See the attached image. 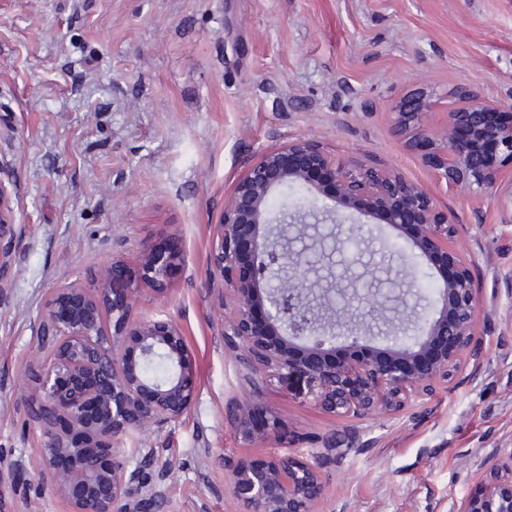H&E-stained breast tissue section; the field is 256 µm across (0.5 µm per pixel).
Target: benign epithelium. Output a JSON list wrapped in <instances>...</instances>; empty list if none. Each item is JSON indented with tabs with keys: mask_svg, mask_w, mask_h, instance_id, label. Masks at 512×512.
<instances>
[{
	"mask_svg": "<svg viewBox=\"0 0 512 512\" xmlns=\"http://www.w3.org/2000/svg\"><path fill=\"white\" fill-rule=\"evenodd\" d=\"M467 104L448 113L436 130L429 117L438 101L417 91L392 112L403 146L421 154L445 183L477 198H500V223L512 225V95L492 103L469 91ZM335 188L333 204L298 214L271 208L273 194L299 186L314 200ZM10 190L0 180V257L16 234ZM380 218L395 232L413 229L410 245L429 273L435 261L452 265L453 277L439 284L440 309L422 318L409 315L391 324L375 318L381 309L373 282L335 275L336 262L314 245L294 248L290 230L314 222L336 225V252L366 240L364 226L346 224L354 215ZM455 224L420 185L391 170L354 157L326 153L309 138L262 151L225 201L214 227L209 276L226 288L217 303L224 312V344L237 352L258 378L269 373L306 381L307 398L339 417L371 419L401 409L412 397L434 391L448 379L457 356L477 341L476 297L471 272L448 247ZM184 262L175 245H144L140 279L128 264L112 259L101 286L60 284L47 301L40 323L41 347L27 365V417L42 440L41 473L69 512H164L171 468L160 449L134 448L124 440L146 429L178 422L197 398V376L181 326L168 315L137 317V281L167 289L172 268ZM112 327H107V321ZM347 352L335 365L323 359ZM161 357L163 379L146 363ZM229 421L243 440L261 438L251 408L236 403ZM224 466L225 490L242 512H317L325 495L322 470L328 457L290 452L245 457ZM484 488L463 512H512V458L481 462Z\"/></svg>",
	"mask_w": 512,
	"mask_h": 512,
	"instance_id": "benign-epithelium-1",
	"label": "benign epithelium"
}]
</instances>
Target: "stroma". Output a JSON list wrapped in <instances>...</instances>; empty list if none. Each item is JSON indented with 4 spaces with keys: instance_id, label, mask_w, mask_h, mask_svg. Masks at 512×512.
Listing matches in <instances>:
<instances>
[{
    "instance_id": "obj_1",
    "label": "stroma",
    "mask_w": 512,
    "mask_h": 512,
    "mask_svg": "<svg viewBox=\"0 0 512 512\" xmlns=\"http://www.w3.org/2000/svg\"><path fill=\"white\" fill-rule=\"evenodd\" d=\"M418 87L437 126L460 88L512 95V0H0V177L18 225L0 258V512H68L41 477L25 369L52 289L98 287L144 243L184 252L136 313L180 324L198 381L179 424L128 442L163 449L167 512H238L222 460L280 450L228 424L248 398L286 422L290 450L335 444L320 512H462L477 461L512 457V226L403 147L391 112ZM298 137L421 184L473 276L478 343L433 394L374 420L322 412L297 377L249 382L221 336L214 226L256 155Z\"/></svg>"
}]
</instances>
